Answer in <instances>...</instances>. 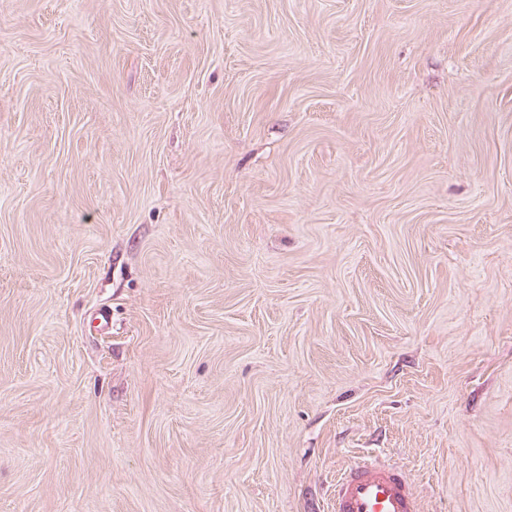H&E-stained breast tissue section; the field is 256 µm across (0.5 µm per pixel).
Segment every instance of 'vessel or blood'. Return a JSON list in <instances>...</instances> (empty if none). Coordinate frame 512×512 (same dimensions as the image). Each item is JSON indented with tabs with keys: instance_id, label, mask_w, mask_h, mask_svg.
Returning a JSON list of instances; mask_svg holds the SVG:
<instances>
[{
	"instance_id": "obj_1",
	"label": "vessel or blood",
	"mask_w": 512,
	"mask_h": 512,
	"mask_svg": "<svg viewBox=\"0 0 512 512\" xmlns=\"http://www.w3.org/2000/svg\"><path fill=\"white\" fill-rule=\"evenodd\" d=\"M329 512H423L413 478L403 468L364 455L336 476Z\"/></svg>"
}]
</instances>
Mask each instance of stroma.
<instances>
[{"mask_svg": "<svg viewBox=\"0 0 512 512\" xmlns=\"http://www.w3.org/2000/svg\"><path fill=\"white\" fill-rule=\"evenodd\" d=\"M365 453L512 512V0H0V512Z\"/></svg>", "mask_w": 512, "mask_h": 512, "instance_id": "1", "label": "stroma"}]
</instances>
